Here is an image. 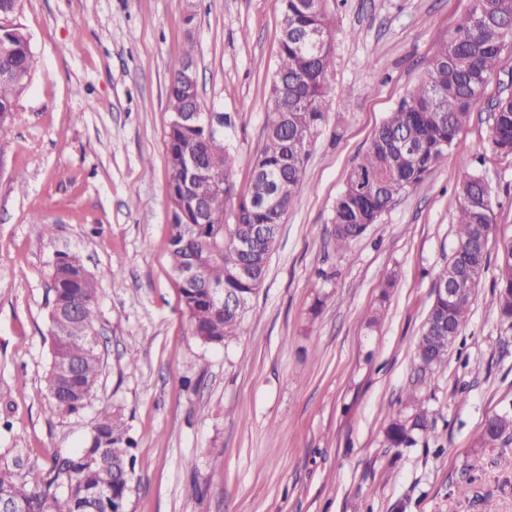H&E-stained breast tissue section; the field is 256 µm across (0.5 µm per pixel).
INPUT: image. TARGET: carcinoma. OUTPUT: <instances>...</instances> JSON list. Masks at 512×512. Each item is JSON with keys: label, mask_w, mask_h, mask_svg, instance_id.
<instances>
[{"label": "carcinoma", "mask_w": 512, "mask_h": 512, "mask_svg": "<svg viewBox=\"0 0 512 512\" xmlns=\"http://www.w3.org/2000/svg\"><path fill=\"white\" fill-rule=\"evenodd\" d=\"M20 5L19 0H0V42L11 46L9 55H0V132L13 123L18 101L37 68L29 35L12 21ZM280 10L278 61L267 98L264 145L253 161L246 189H239L232 178L236 157L224 143V126L211 124L205 113L195 127L177 121V114L189 104L181 75L191 50L175 56L169 66L165 151L171 266L177 274L193 256H206L201 277L234 289L241 302L237 312L227 313L192 284L176 279L193 335L208 346L227 344L252 312V299L266 278L280 226L299 192L309 188L305 137L317 133L327 117L328 76L335 66L330 21L315 0H280ZM509 22L512 0H473L450 39L431 56L422 81L387 113L334 203L335 252L346 256L395 198L424 182L449 155H464L458 132L479 103L489 72L499 64ZM299 30L319 31L325 43L312 50L293 37ZM491 108L488 149L497 157L512 156V92L503 90ZM191 155L223 180V215L210 224L201 223L191 197L183 195ZM484 194L477 171L466 173L456 187V240L433 280L434 299L415 348L417 371L423 377L447 359L452 349L448 337L461 334L488 268L494 211L492 203L484 202ZM243 266L252 267L254 275L240 276ZM496 268V306L500 318L512 322V239L502 240ZM448 287L463 288L466 295L450 302L439 292ZM50 292L47 390L56 411L74 414L97 391L101 375L99 351L82 336L84 328L94 326L98 282L79 256L60 253L53 264ZM67 360L75 367L62 376L57 366ZM406 403L412 415L388 423L386 440L391 448H409L433 436L417 389L407 392ZM511 432L512 413H496L486 420L477 445L484 447ZM132 447L123 422L105 410L84 448L54 458L49 469L22 476L17 465L0 464V495L9 496L18 512H118L124 509L126 487L135 472Z\"/></svg>", "instance_id": "obj_1"}]
</instances>
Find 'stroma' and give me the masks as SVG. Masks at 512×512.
<instances>
[{
  "instance_id": "1",
  "label": "stroma",
  "mask_w": 512,
  "mask_h": 512,
  "mask_svg": "<svg viewBox=\"0 0 512 512\" xmlns=\"http://www.w3.org/2000/svg\"><path fill=\"white\" fill-rule=\"evenodd\" d=\"M323 7L336 67L310 187L281 226L239 335L211 347L192 334L168 255V63L192 49L200 98L224 114L233 178L246 187L263 144L279 0H196L190 25L185 0H22L15 22L38 67L0 133V463L44 470L83 448L108 409L136 442L125 512H512V437L474 445L489 416L512 410V325L495 307V267L447 361L419 382L435 443L391 448L385 437L407 410L434 275L455 240L460 158L398 197L349 256L329 244L347 173L472 0ZM511 82L512 48L459 131L472 154ZM479 171L494 253L512 238V158L489 157ZM60 252L79 253L100 288L103 372L74 415L53 411L45 380ZM384 289L383 316L369 325Z\"/></svg>"
}]
</instances>
